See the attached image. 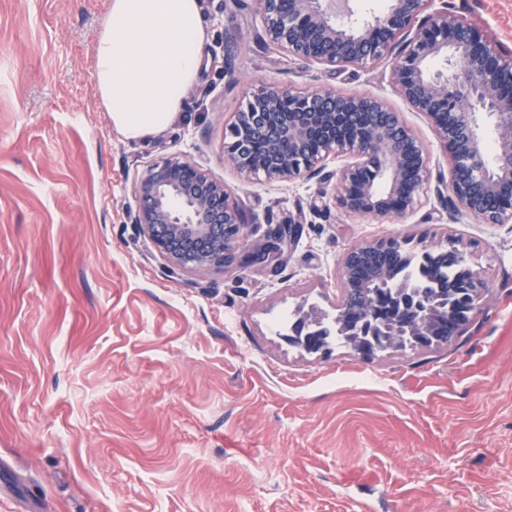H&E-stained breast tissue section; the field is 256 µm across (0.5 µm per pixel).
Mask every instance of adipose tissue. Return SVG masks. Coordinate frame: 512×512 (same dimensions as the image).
<instances>
[{"mask_svg": "<svg viewBox=\"0 0 512 512\" xmlns=\"http://www.w3.org/2000/svg\"><path fill=\"white\" fill-rule=\"evenodd\" d=\"M208 40L201 0H109L94 51L98 104L129 140L177 119Z\"/></svg>", "mask_w": 512, "mask_h": 512, "instance_id": "adipose-tissue-1", "label": "adipose tissue"}]
</instances>
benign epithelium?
<instances>
[{
    "mask_svg": "<svg viewBox=\"0 0 512 512\" xmlns=\"http://www.w3.org/2000/svg\"><path fill=\"white\" fill-rule=\"evenodd\" d=\"M430 0H388L384 11L369 21L347 15L336 20L334 0H290L288 14L273 8L276 0H255L268 43L290 55L338 71L367 65L405 43L395 58V88L415 111L425 114L453 161L451 189L462 212L484 224L512 222V193L505 192L494 211L477 201L500 192L498 175L512 173V56L500 55L467 23L444 8L420 22ZM439 61L443 68H427ZM325 112L304 106V94L278 87H262L249 96L263 106L267 118L281 128L288 149L276 148L268 164L254 162L236 151L239 122L225 146L227 158L244 173L290 183L306 172L316 173L332 155L351 162L337 173L341 206L351 213L380 216L404 214L415 202L426 175L424 149L407 127L395 143L381 131L354 129L335 137L340 115L370 109L388 110L375 98L358 94L324 93ZM494 121L496 153L488 161L480 117ZM324 139L321 152L309 161L293 155L301 141ZM378 169L367 170L371 160ZM140 201L135 223L147 232L156 248L177 268L223 266L229 256L247 266L274 269L283 258L286 238L280 234L255 248L242 247L239 210L224 183L210 178L187 160L172 156L150 165L134 185ZM229 231V251L222 257L205 252L188 256L172 246L174 239L198 241Z\"/></svg>",
    "mask_w": 512,
    "mask_h": 512,
    "instance_id": "benign-epithelium-1",
    "label": "benign epithelium"
}]
</instances>
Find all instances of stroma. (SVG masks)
Here are the masks:
<instances>
[{
  "label": "stroma",
  "mask_w": 512,
  "mask_h": 512,
  "mask_svg": "<svg viewBox=\"0 0 512 512\" xmlns=\"http://www.w3.org/2000/svg\"><path fill=\"white\" fill-rule=\"evenodd\" d=\"M447 2L512 55V0ZM108 4L0 0V512H512V223L460 211L392 59L338 72L265 43L253 0H202L186 105L132 141L97 105ZM266 84L383 100L426 148L418 204L346 213L342 156L290 184L231 167L230 126ZM173 155L224 182L250 242L297 226L276 271L178 269L134 224L135 179ZM451 234L484 284L451 341L365 360L280 337L298 308L335 314L351 249Z\"/></svg>",
  "instance_id": "35a3bbf8"
}]
</instances>
